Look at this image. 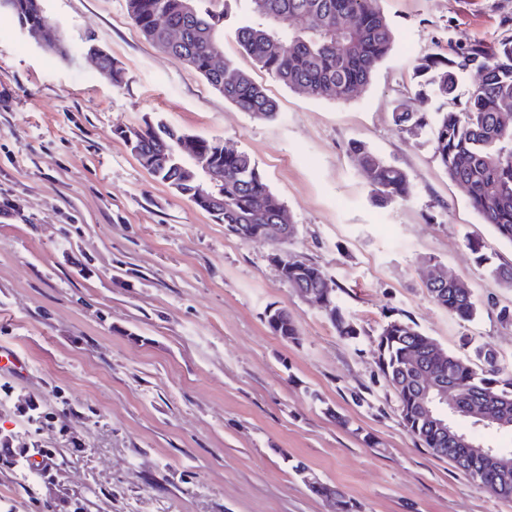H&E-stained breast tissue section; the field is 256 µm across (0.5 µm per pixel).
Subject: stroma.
Instances as JSON below:
<instances>
[{"label": "stroma", "mask_w": 512, "mask_h": 512, "mask_svg": "<svg viewBox=\"0 0 512 512\" xmlns=\"http://www.w3.org/2000/svg\"><path fill=\"white\" fill-rule=\"evenodd\" d=\"M394 45L346 101L282 85L238 44L248 0L227 10L224 55L276 101L261 120L149 42L126 0H43L67 55L44 48L0 12V346L29 376L0 374V512H330L305 474L336 487L354 512H512L404 427L379 366L378 334L414 322L472 358L494 349L512 372V288L477 264H512V243L471 208L439 166L431 133H402L417 66L497 39L512 0H380ZM94 45L124 81L102 80ZM161 121L246 152L296 227L283 249L336 283L359 334L339 336L269 260L274 244L244 240L153 177L121 131ZM359 140L406 171L410 194L377 205L349 152ZM441 263L479 307L463 322L439 307L424 264ZM293 317L274 335L268 310ZM35 400V423L19 411ZM52 452L32 478L18 453ZM306 473H298L297 464ZM272 314L276 316V319L267 320L272 331L284 340H296L298 331L288 311L277 309Z\"/></svg>", "instance_id": "obj_1"}]
</instances>
